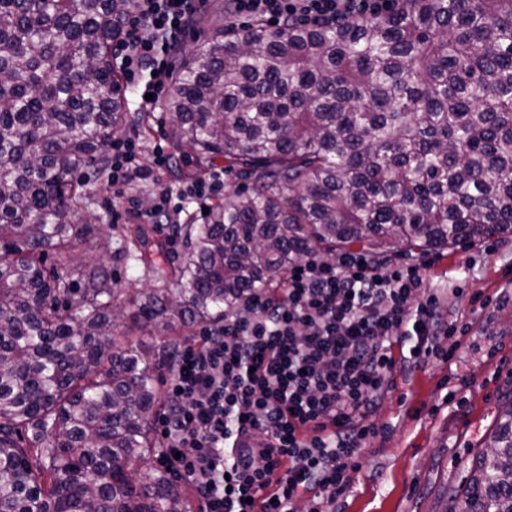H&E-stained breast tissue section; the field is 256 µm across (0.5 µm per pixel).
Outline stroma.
Returning a JSON list of instances; mask_svg holds the SVG:
<instances>
[{
    "label": "stroma",
    "mask_w": 512,
    "mask_h": 512,
    "mask_svg": "<svg viewBox=\"0 0 512 512\" xmlns=\"http://www.w3.org/2000/svg\"><path fill=\"white\" fill-rule=\"evenodd\" d=\"M225 0H207L189 21L172 53L180 63L188 50L224 24ZM126 133L140 144V161L150 168L112 213L106 180L91 185L98 234L106 246L71 254L73 264L106 265L115 287L134 295L149 288L142 272L115 259L121 230L134 223V211L149 208L154 194L179 193L186 183L175 177L186 160L152 167L153 149L168 145V129L158 123L134 124ZM398 264L427 262L431 287L460 289L447 317L460 331L452 359L400 362L394 385L373 420L380 429L361 451L360 467L335 512H448V496L459 489L492 430L504 396L512 391V235L426 254L397 253Z\"/></svg>",
    "instance_id": "stroma-1"
}]
</instances>
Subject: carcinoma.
Returning a JSON list of instances; mask_svg holds the SVG:
<instances>
[{
  "mask_svg": "<svg viewBox=\"0 0 512 512\" xmlns=\"http://www.w3.org/2000/svg\"><path fill=\"white\" fill-rule=\"evenodd\" d=\"M132 8L0 0V512H194L155 464L160 363L115 334L119 317L169 357L292 258L512 235V0H399L387 17L275 31L228 20L161 109L194 175L220 156L242 187L173 225L177 263L126 228L119 254L154 287L127 296L94 266L71 288L46 257L101 247L86 186L145 118L110 64ZM449 512H512V399Z\"/></svg>",
  "mask_w": 512,
  "mask_h": 512,
  "instance_id": "carcinoma-1",
  "label": "carcinoma"
}]
</instances>
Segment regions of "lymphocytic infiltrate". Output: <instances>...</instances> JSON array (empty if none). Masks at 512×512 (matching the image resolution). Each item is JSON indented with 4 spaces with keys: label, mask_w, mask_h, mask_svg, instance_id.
<instances>
[{
    "label": "lymphocytic infiltrate",
    "mask_w": 512,
    "mask_h": 512,
    "mask_svg": "<svg viewBox=\"0 0 512 512\" xmlns=\"http://www.w3.org/2000/svg\"><path fill=\"white\" fill-rule=\"evenodd\" d=\"M200 0H135L112 48L139 107L154 109L172 76L171 43ZM397 0H234V16L270 24L380 16ZM133 139L112 141L114 197L143 179ZM421 265L346 251L289 265L279 286L255 288L177 348L167 365L161 458L200 497L202 512H320L335 503L372 417L394 384V347L450 359L456 328Z\"/></svg>",
    "instance_id": "1"
}]
</instances>
